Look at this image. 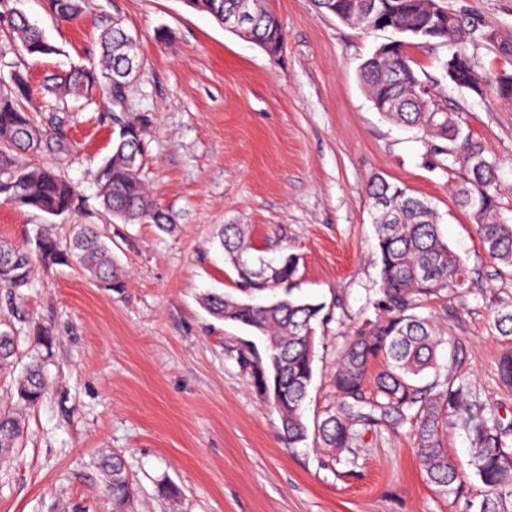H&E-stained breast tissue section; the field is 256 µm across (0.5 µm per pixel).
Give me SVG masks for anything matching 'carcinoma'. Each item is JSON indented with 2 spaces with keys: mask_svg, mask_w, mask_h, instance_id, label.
Wrapping results in <instances>:
<instances>
[{
  "mask_svg": "<svg viewBox=\"0 0 512 512\" xmlns=\"http://www.w3.org/2000/svg\"><path fill=\"white\" fill-rule=\"evenodd\" d=\"M322 12H336L344 22L370 30H391L399 35L389 53H373L360 66L361 83L374 108L384 118L423 131L432 140L460 143L462 152L440 149L448 166L460 164L469 174L456 193L458 205L471 211L487 253L512 268V224L504 220L498 206L493 162L484 147L462 136L458 116L440 108L424 86L415 61L406 50L409 40L450 46L441 64L444 77L455 86L478 95L490 89L498 93V72L482 71L468 53V46L487 40L493 31L463 15L448 11L444 28H428L433 12L430 0H315ZM192 10L211 17L234 12L238 0H183ZM49 8L63 19L75 18L79 0H48ZM251 35L262 42L269 54L277 55L284 37L277 19L265 8L264 0H251ZM9 33L31 56L58 53L42 29L21 11L7 17ZM126 31L117 23L101 34L100 68L74 67L49 89L67 111L68 102L78 103L94 88L102 91L107 110L120 113L112 151L94 174L103 207L127 224H153L162 232L176 228L171 216L149 194L140 178L144 161L147 119L131 112L127 88L136 65L125 58ZM464 59L468 69L460 79L451 77L448 63ZM29 85L27 76L15 70L9 84L0 87V197L3 201L33 207L47 215L60 216L74 210L79 199L69 182L45 167H19L16 151L36 152L53 145L71 151L64 133V121L46 129L24 105ZM368 193L375 210L377 253L380 261V315L368 321L339 353L334 378L337 407L316 426L325 447H350L355 425L387 424L414 428L417 459L427 481L444 495L457 496L467 485L463 472L448 457L447 431L454 425L471 444L473 474L483 494L476 512H512V448L508 429L492 409L473 391L458 371L456 354L448 366L438 364V349L448 343L436 334L430 321L416 314L421 303L438 295L465 299L470 292L463 259L444 242L437 213L422 198L401 191L382 178L372 180ZM224 256L232 265L236 289L248 297L271 293L273 299L258 305L226 293H209L204 307L215 317L248 328L265 339L264 351L253 343H242L237 359L248 367L259 395L277 413L280 430L288 445L304 441L308 428L304 402L314 373L316 325L326 319L324 305L293 296L297 288L298 260L281 255L276 264L254 254L245 229L226 224L220 233ZM74 257L81 268L106 287H125V271L113 260L112 249L87 226H79L68 247L61 248L47 230L37 234L34 246L12 248L0 245V289L7 293L30 283L34 260L45 265H64ZM491 329L507 348L498 360L501 381L512 387V306L493 312ZM17 341L0 330V368L9 364ZM379 360L382 370L370 376L371 365ZM446 373H441V370ZM46 391V380L37 363L30 365L18 382V401L26 407L37 405ZM21 432L18 418L0 412V457L17 447ZM108 476L107 488L116 512H121L132 494V481L123 456L112 454L100 462Z\"/></svg>",
  "mask_w": 512,
  "mask_h": 512,
  "instance_id": "obj_1",
  "label": "carcinoma"
}]
</instances>
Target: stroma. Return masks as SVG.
<instances>
[{"label":"stroma","instance_id":"35a3bbf8","mask_svg":"<svg viewBox=\"0 0 512 512\" xmlns=\"http://www.w3.org/2000/svg\"><path fill=\"white\" fill-rule=\"evenodd\" d=\"M58 47L32 57L0 30V76H28L27 104L50 120L46 77L100 58L112 21L138 39L139 74L129 89L144 115L141 177L175 218L163 234L125 224L100 204L93 174L117 128L98 104L70 113L73 152L44 148L20 165L54 168L74 185L79 207L51 217L0 202V242L29 246L38 225L68 243L94 225L126 272L115 292L76 262L35 266L16 297L0 291V326L19 338L17 368L45 361L49 388L22 410L18 448L0 460V512H114L98 467L101 454L126 462L134 494L125 512H466L468 496L441 494L423 477L410 426L360 430L337 452L316 437L288 447L276 412L236 359L248 331L212 317L208 292H235V273L212 239L246 224L269 259L299 257L300 295L329 315L317 329L315 373L305 402L314 424L336 404L338 355L364 319L376 316L380 267L369 182L383 177L431 201L444 240L472 272L466 301H424L420 312L451 341L463 369L503 426L512 427V389L497 376L505 344L490 328L512 305V269L484 250L472 215L454 192L466 177L447 168L422 132L384 119L359 66L388 31H363L317 12L313 0H266L284 33L280 56L226 31L182 0H82L64 21L46 0H8ZM448 9L512 34V0H445ZM420 77L495 165L500 211L512 220V103L491 91L456 88L441 71L444 45H412ZM49 330L51 345L39 333Z\"/></svg>","mask_w":512,"mask_h":512}]
</instances>
